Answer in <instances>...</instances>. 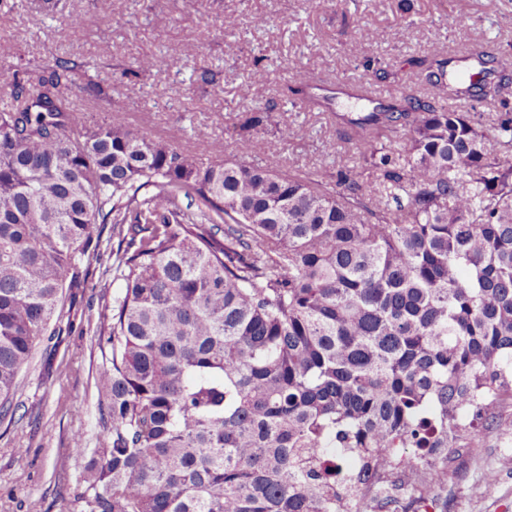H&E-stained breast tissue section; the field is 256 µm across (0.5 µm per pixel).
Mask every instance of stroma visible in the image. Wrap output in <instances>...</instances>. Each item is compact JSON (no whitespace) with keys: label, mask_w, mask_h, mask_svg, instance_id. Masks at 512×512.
Wrapping results in <instances>:
<instances>
[{"label":"stroma","mask_w":512,"mask_h":512,"mask_svg":"<svg viewBox=\"0 0 512 512\" xmlns=\"http://www.w3.org/2000/svg\"><path fill=\"white\" fill-rule=\"evenodd\" d=\"M68 8L82 18L81 34L64 16L50 13L47 0H9L0 8V64L71 57L111 66L117 75L136 58L151 57L153 73L133 79L111 108L76 88L68 96L89 125L121 124L175 143L206 164L213 157L194 143L192 127H207L230 142L244 115L266 111L273 123L254 135L282 157L287 170L353 164L355 149L339 139L336 116L360 105L337 96V88L356 82L385 102L421 92L413 71L383 79L364 60L421 56L435 44L456 57L473 47L512 55V0H68ZM459 12L470 15L468 27L456 26ZM39 13L48 20L36 30L28 19ZM228 13L242 26L233 46L222 30ZM189 43L196 44V57L174 67ZM257 64L266 76L253 87L245 78ZM199 66L213 71V83L192 81ZM295 74L308 81L320 106L286 99L285 85ZM278 124L295 126L296 137L281 139L274 131ZM103 250L76 291L72 330L51 362L34 357L20 376L9 419L0 422V512H81L87 460L69 457V439L80 433L92 450L101 433L95 381L104 353L94 331L112 298L111 242ZM477 426L483 445L460 449L449 461L448 479L433 496L435 512H512V456L496 448L512 422L491 412ZM489 470L498 474L490 484L483 479Z\"/></svg>","instance_id":"obj_1"}]
</instances>
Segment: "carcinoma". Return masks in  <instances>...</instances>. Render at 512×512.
I'll use <instances>...</instances> for the list:
<instances>
[{"instance_id":"cac0c4a2","label":"carcinoma","mask_w":512,"mask_h":512,"mask_svg":"<svg viewBox=\"0 0 512 512\" xmlns=\"http://www.w3.org/2000/svg\"><path fill=\"white\" fill-rule=\"evenodd\" d=\"M469 58L478 80L436 46L380 66L417 69L421 95L353 86L372 108L336 122L357 164L304 176L247 135L205 166L87 126L67 94L83 61L0 67V420L107 231L122 283L95 331L84 512H336L343 449L446 459L461 408L512 396V72ZM83 90L112 109V75ZM450 101L497 105L494 135Z\"/></svg>"}]
</instances>
